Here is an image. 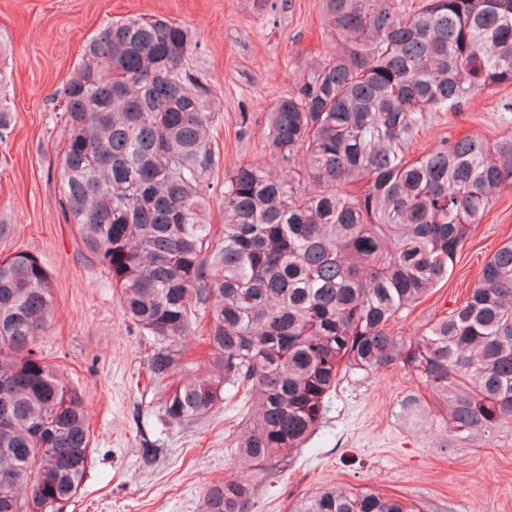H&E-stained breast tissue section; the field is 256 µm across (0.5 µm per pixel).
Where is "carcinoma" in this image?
<instances>
[{
    "instance_id": "1",
    "label": "carcinoma",
    "mask_w": 512,
    "mask_h": 512,
    "mask_svg": "<svg viewBox=\"0 0 512 512\" xmlns=\"http://www.w3.org/2000/svg\"><path fill=\"white\" fill-rule=\"evenodd\" d=\"M338 53L267 116L261 163L224 177V224L206 181L221 165L211 89L187 27L112 22L63 93L61 201L127 318L157 342L162 417L188 424L247 403L251 468L305 447L343 371L399 365L444 407L451 437L512 421V241L462 304L416 338L395 316L448 279L496 196L512 187V136L408 147L434 112L512 85V0H324ZM305 170L291 169L295 156ZM53 284L29 251L0 257V512H61L91 460L89 412L37 353ZM197 332L210 357H189ZM254 487L220 481L203 512H253ZM295 512H419L371 487L323 489Z\"/></svg>"
}]
</instances>
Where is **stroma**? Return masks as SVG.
Listing matches in <instances>:
<instances>
[{"label": "stroma", "instance_id": "obj_1", "mask_svg": "<svg viewBox=\"0 0 512 512\" xmlns=\"http://www.w3.org/2000/svg\"><path fill=\"white\" fill-rule=\"evenodd\" d=\"M154 15L189 27V63L213 92L222 167L209 178V220L224 221V174L268 161L266 116L335 41L322 0H0V257L26 250L54 282L55 312L37 351L82 391L91 461L63 512H201L214 481L246 475L253 512H293L323 488L371 486L418 512H512V426L458 442L424 384L399 366L343 373L323 419L293 458L244 472L235 453L247 410L230 401L187 425L162 422L148 383L155 344L124 316L104 271L91 265L60 201L64 119L58 106L85 43L112 21ZM512 134V85L481 90L453 112L432 113L410 156L446 136L495 141ZM512 240L504 190L441 282L393 329L424 331L464 300L485 262ZM417 397L419 409L404 406ZM156 445L153 461L142 450Z\"/></svg>", "mask_w": 512, "mask_h": 512}]
</instances>
